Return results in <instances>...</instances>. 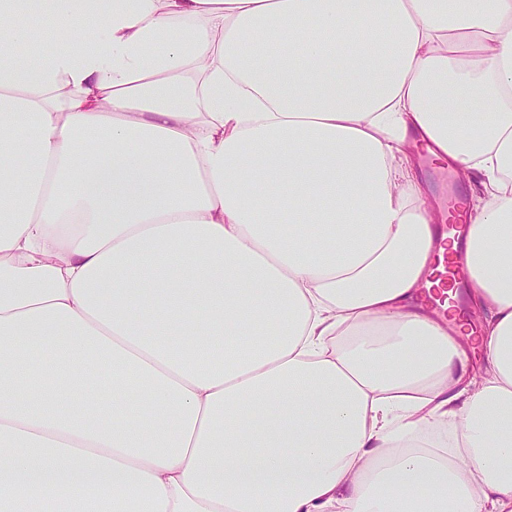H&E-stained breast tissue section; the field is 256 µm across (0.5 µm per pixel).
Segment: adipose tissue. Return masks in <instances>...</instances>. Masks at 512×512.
Returning <instances> with one entry per match:
<instances>
[{
    "mask_svg": "<svg viewBox=\"0 0 512 512\" xmlns=\"http://www.w3.org/2000/svg\"><path fill=\"white\" fill-rule=\"evenodd\" d=\"M34 3L0 512H512V0H47L21 62ZM423 150L471 191L472 327L424 299Z\"/></svg>",
    "mask_w": 512,
    "mask_h": 512,
    "instance_id": "adipose-tissue-1",
    "label": "adipose tissue"
}]
</instances>
